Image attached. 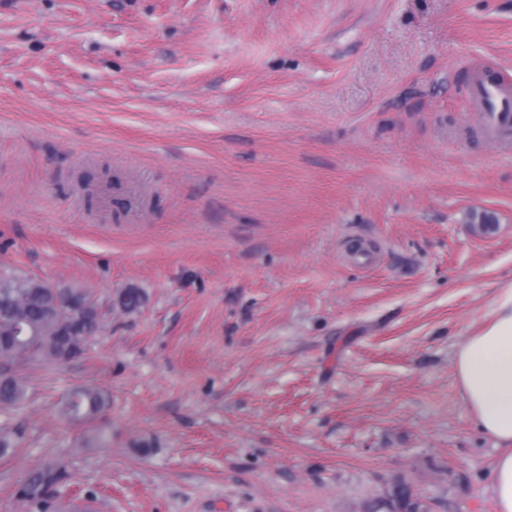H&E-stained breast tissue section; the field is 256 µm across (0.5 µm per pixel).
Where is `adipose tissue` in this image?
Masks as SVG:
<instances>
[{"instance_id": "ef3b65f1", "label": "adipose tissue", "mask_w": 512, "mask_h": 512, "mask_svg": "<svg viewBox=\"0 0 512 512\" xmlns=\"http://www.w3.org/2000/svg\"><path fill=\"white\" fill-rule=\"evenodd\" d=\"M455 372L471 419L499 446L489 487L496 512H512V287L497 291L489 324L467 337Z\"/></svg>"}]
</instances>
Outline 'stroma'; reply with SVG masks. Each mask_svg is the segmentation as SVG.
Listing matches in <instances>:
<instances>
[{"label": "stroma", "instance_id": "35a3bbf8", "mask_svg": "<svg viewBox=\"0 0 512 512\" xmlns=\"http://www.w3.org/2000/svg\"><path fill=\"white\" fill-rule=\"evenodd\" d=\"M478 73L512 81V0H0V271L105 313L0 405V512L53 456L59 512H494L454 368L512 285ZM107 397L99 389L82 387L69 394L60 407V415L78 424L90 426L103 417ZM389 512H430L428 506L413 498L410 488L404 482L395 483L389 494Z\"/></svg>", "mask_w": 512, "mask_h": 512}]
</instances>
